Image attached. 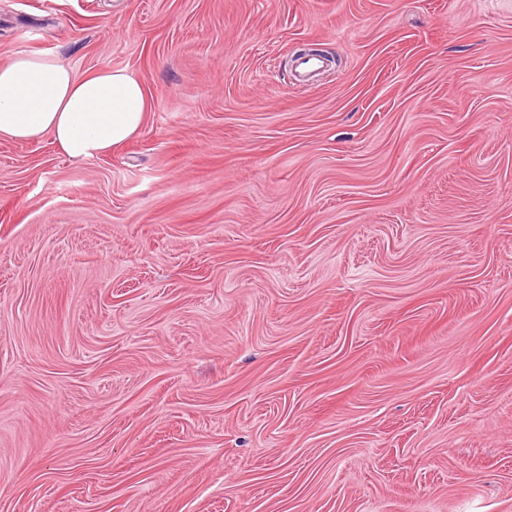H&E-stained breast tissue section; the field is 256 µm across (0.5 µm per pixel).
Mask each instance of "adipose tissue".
<instances>
[{
	"label": "adipose tissue",
	"instance_id": "1",
	"mask_svg": "<svg viewBox=\"0 0 512 512\" xmlns=\"http://www.w3.org/2000/svg\"><path fill=\"white\" fill-rule=\"evenodd\" d=\"M150 101L131 71L79 76L51 53L20 51L0 65V138L45 136L75 160L117 149L140 132Z\"/></svg>",
	"mask_w": 512,
	"mask_h": 512
}]
</instances>
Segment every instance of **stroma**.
Returning a JSON list of instances; mask_svg holds the SVG:
<instances>
[{"label": "stroma", "mask_w": 512, "mask_h": 512, "mask_svg": "<svg viewBox=\"0 0 512 512\" xmlns=\"http://www.w3.org/2000/svg\"><path fill=\"white\" fill-rule=\"evenodd\" d=\"M20 50L151 108L0 139V512H512V0H0Z\"/></svg>", "instance_id": "35a3bbf8"}]
</instances>
